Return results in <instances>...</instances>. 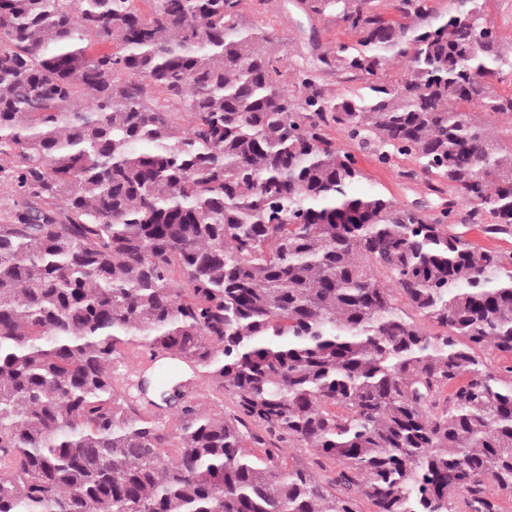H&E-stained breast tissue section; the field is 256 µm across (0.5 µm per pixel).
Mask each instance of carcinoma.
Segmentation results:
<instances>
[{"instance_id": "1", "label": "carcinoma", "mask_w": 512, "mask_h": 512, "mask_svg": "<svg viewBox=\"0 0 512 512\" xmlns=\"http://www.w3.org/2000/svg\"><path fill=\"white\" fill-rule=\"evenodd\" d=\"M135 2L0 0V512H501L512 254L450 229L512 233L488 0H297L356 34L318 57L352 96L247 0ZM335 126L454 198L356 191ZM193 395L212 412L229 413L234 409L232 400L203 378L197 379Z\"/></svg>"}]
</instances>
